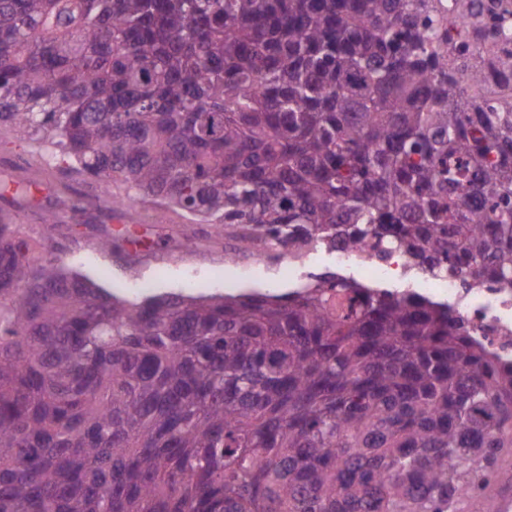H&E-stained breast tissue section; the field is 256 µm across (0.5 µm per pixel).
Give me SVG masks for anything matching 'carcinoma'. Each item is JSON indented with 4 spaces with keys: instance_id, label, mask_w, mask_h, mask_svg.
I'll list each match as a JSON object with an SVG mask.
<instances>
[{
    "instance_id": "cac0c4a2",
    "label": "carcinoma",
    "mask_w": 512,
    "mask_h": 512,
    "mask_svg": "<svg viewBox=\"0 0 512 512\" xmlns=\"http://www.w3.org/2000/svg\"><path fill=\"white\" fill-rule=\"evenodd\" d=\"M449 2L0 0V129L112 212L512 289V9ZM511 465L512 360L445 303L122 300L0 212V512H496Z\"/></svg>"
}]
</instances>
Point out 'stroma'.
Instances as JSON below:
<instances>
[{"label":"stroma","mask_w":512,"mask_h":512,"mask_svg":"<svg viewBox=\"0 0 512 512\" xmlns=\"http://www.w3.org/2000/svg\"><path fill=\"white\" fill-rule=\"evenodd\" d=\"M1 180L30 188L22 202L0 191V210L17 213L20 234L33 251L57 256L67 270L130 301L163 293L281 295L336 269L334 253L323 249L299 261L260 245L243 254L234 240L213 238L209 225L149 200L110 212L95 204L98 185L78 176L68 183L81 208L67 211L59 223H45L46 213L59 207L61 177L10 130L0 131ZM104 229L115 242L109 251L99 245Z\"/></svg>","instance_id":"35a3bbf8"}]
</instances>
